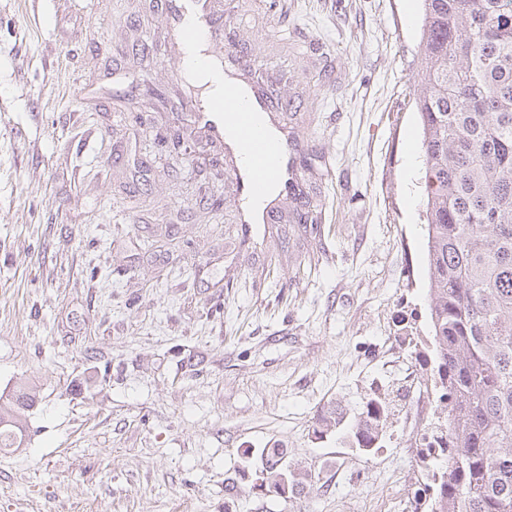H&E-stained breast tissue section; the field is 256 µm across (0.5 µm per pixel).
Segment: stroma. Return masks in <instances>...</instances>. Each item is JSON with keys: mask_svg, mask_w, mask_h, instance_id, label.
<instances>
[{"mask_svg": "<svg viewBox=\"0 0 512 512\" xmlns=\"http://www.w3.org/2000/svg\"><path fill=\"white\" fill-rule=\"evenodd\" d=\"M221 9L302 144L273 224H240L155 0H0V391L36 399L0 512H406L387 481L418 486L423 2ZM376 395L374 451L316 436ZM267 448L314 491L266 495Z\"/></svg>", "mask_w": 512, "mask_h": 512, "instance_id": "stroma-1", "label": "stroma"}]
</instances>
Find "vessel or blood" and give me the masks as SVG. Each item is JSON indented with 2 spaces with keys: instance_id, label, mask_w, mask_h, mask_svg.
<instances>
[{
  "instance_id": "b4317fda",
  "label": "vessel or blood",
  "mask_w": 512,
  "mask_h": 512,
  "mask_svg": "<svg viewBox=\"0 0 512 512\" xmlns=\"http://www.w3.org/2000/svg\"><path fill=\"white\" fill-rule=\"evenodd\" d=\"M161 7L178 60L177 77L206 68L222 90L218 99L194 97L189 106L196 128L222 143L231 162L228 175L240 201V223L275 222L271 188L298 189L294 159L302 150L299 141L277 121L272 97L247 82L253 59L225 38L216 0H162Z\"/></svg>"
}]
</instances>
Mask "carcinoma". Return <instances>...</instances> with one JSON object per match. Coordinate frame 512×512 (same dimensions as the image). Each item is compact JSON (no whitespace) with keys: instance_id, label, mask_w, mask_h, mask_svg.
Wrapping results in <instances>:
<instances>
[{"instance_id":"cac0c4a2","label":"carcinoma","mask_w":512,"mask_h":512,"mask_svg":"<svg viewBox=\"0 0 512 512\" xmlns=\"http://www.w3.org/2000/svg\"><path fill=\"white\" fill-rule=\"evenodd\" d=\"M422 127L428 319L454 451L423 457L415 502L428 512H512V0H422ZM20 383L0 395V450L25 443ZM378 419L324 428L372 450ZM260 487L288 497L306 486Z\"/></svg>"}]
</instances>
